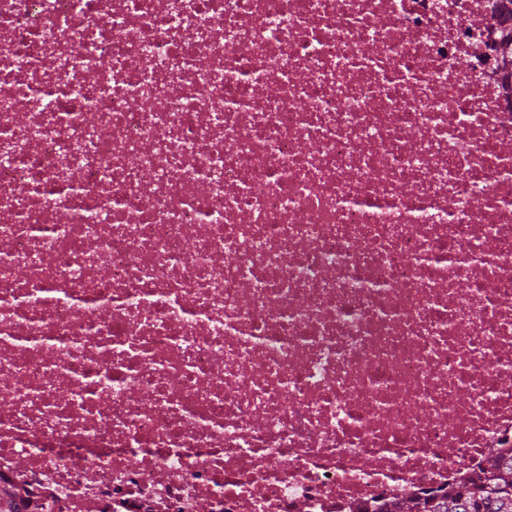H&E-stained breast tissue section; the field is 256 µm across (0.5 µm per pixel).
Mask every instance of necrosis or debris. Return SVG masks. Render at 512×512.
Listing matches in <instances>:
<instances>
[{
    "label": "necrosis or debris",
    "instance_id": "obj_1",
    "mask_svg": "<svg viewBox=\"0 0 512 512\" xmlns=\"http://www.w3.org/2000/svg\"><path fill=\"white\" fill-rule=\"evenodd\" d=\"M0 0L19 512H374L512 449L496 0Z\"/></svg>",
    "mask_w": 512,
    "mask_h": 512
}]
</instances>
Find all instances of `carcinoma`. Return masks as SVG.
Instances as JSON below:
<instances>
[{
	"label": "carcinoma",
	"instance_id": "carcinoma-1",
	"mask_svg": "<svg viewBox=\"0 0 512 512\" xmlns=\"http://www.w3.org/2000/svg\"><path fill=\"white\" fill-rule=\"evenodd\" d=\"M377 512H512V456L492 448L478 479L442 495L405 492Z\"/></svg>",
	"mask_w": 512,
	"mask_h": 512
}]
</instances>
